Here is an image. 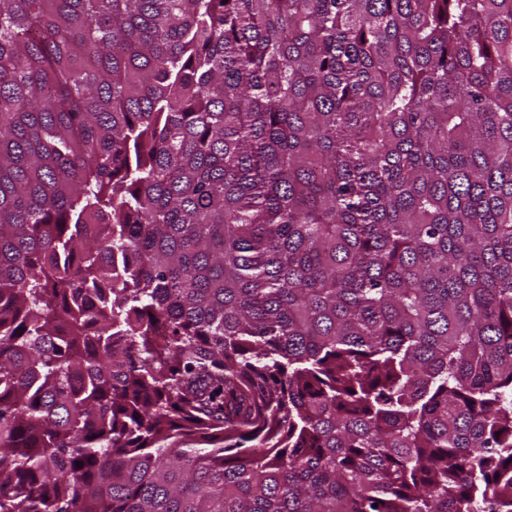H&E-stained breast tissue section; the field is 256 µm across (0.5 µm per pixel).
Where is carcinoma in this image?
<instances>
[{"label":"carcinoma","mask_w":512,"mask_h":512,"mask_svg":"<svg viewBox=\"0 0 512 512\" xmlns=\"http://www.w3.org/2000/svg\"><path fill=\"white\" fill-rule=\"evenodd\" d=\"M0 512H512V0H0Z\"/></svg>","instance_id":"cac0c4a2"}]
</instances>
